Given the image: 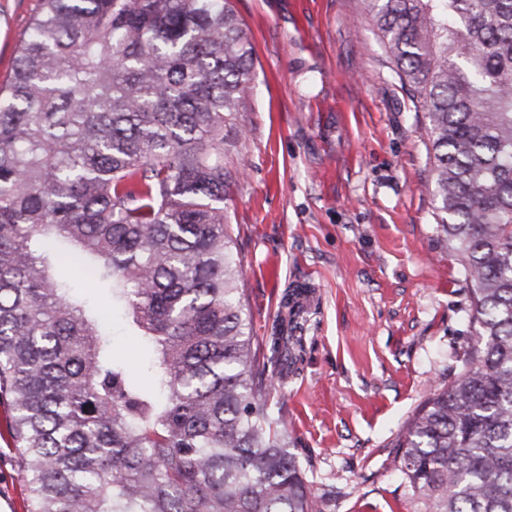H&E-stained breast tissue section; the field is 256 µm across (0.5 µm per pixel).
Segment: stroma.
Returning <instances> with one entry per match:
<instances>
[{"label": "stroma", "mask_w": 512, "mask_h": 512, "mask_svg": "<svg viewBox=\"0 0 512 512\" xmlns=\"http://www.w3.org/2000/svg\"><path fill=\"white\" fill-rule=\"evenodd\" d=\"M36 0H0V84ZM255 80L228 139L224 199L255 343L285 292L311 284L300 373L282 397L290 446L326 512H421L393 444L459 370L471 330L455 255L433 224L427 139L360 0H234ZM276 269L269 279L267 269ZM27 475L0 438V512Z\"/></svg>", "instance_id": "1"}]
</instances>
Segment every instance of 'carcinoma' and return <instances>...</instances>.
I'll return each mask as SVG.
<instances>
[{"label": "carcinoma", "mask_w": 512, "mask_h": 512, "mask_svg": "<svg viewBox=\"0 0 512 512\" xmlns=\"http://www.w3.org/2000/svg\"><path fill=\"white\" fill-rule=\"evenodd\" d=\"M361 2L470 298L461 370L395 462L423 512H512V0ZM254 77L233 0H38L0 87V405L25 512H325L268 407L301 289L255 347L224 212ZM65 259L91 279H57ZM105 306L156 355L151 385ZM119 325H115V335L111 336L114 348L121 354L130 366L133 379L147 383L150 381L147 372L148 356L146 351L129 336H124L119 331Z\"/></svg>", "instance_id": "cac0c4a2"}]
</instances>
